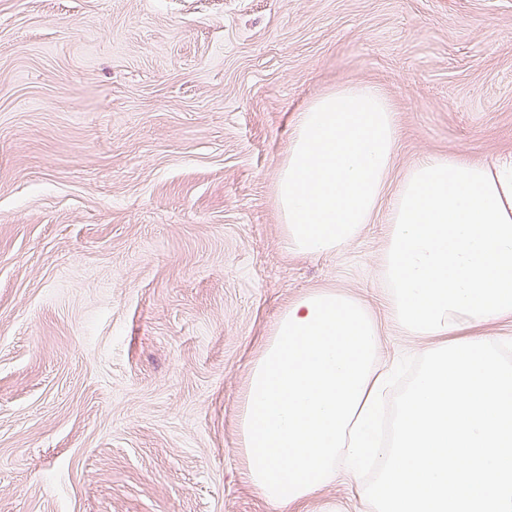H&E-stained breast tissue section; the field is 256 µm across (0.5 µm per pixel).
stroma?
<instances>
[{
  "instance_id": "1",
  "label": "stroma",
  "mask_w": 512,
  "mask_h": 512,
  "mask_svg": "<svg viewBox=\"0 0 512 512\" xmlns=\"http://www.w3.org/2000/svg\"><path fill=\"white\" fill-rule=\"evenodd\" d=\"M375 84L392 176L512 150V0H0V512H282L237 431L292 299L390 317L377 214L289 253L274 199L295 112ZM318 293L322 294V295L323 294H328V295L329 294H338V295L349 296V297H345V298H348V300H349V298H352V300H354V301L357 299V298H355L354 296H352L351 294H349L348 292H346V291H344L342 289L335 288V287H324V288L313 289V290H311V291H309L307 293H304V294H302V295L292 299L290 302H288V305L284 308V310L280 314L279 318L277 319V321L275 322V324L272 326L271 330L269 331V333L267 335V338L265 339V341L263 343L261 351H260L258 357L256 358V360L254 361V363H253V365L251 367L250 375H249L247 384H246V386L244 388L243 395H242L241 407H240V412H239L237 424H238V431H239V435H240V444H241V448L243 450L244 460L246 462L247 474H248L249 481L252 484V486L254 487L255 491L262 498H264L268 502H270L271 499L269 500L268 497H265L266 495H263V493H266V491L264 492V490L261 489V487H258L257 485H259V484L257 482H254L255 481L253 479L254 476L253 477L251 476V472L249 470V464L250 463L248 462V454L246 452V448H245L246 444H245L244 436H243V423L245 422L244 420H245V415H246V411H247V401L249 399L250 389H252L251 388V385H252V381L251 380L253 378L256 366L258 365L259 359L262 358V356L265 355V353H267L268 350H270V348H271L270 345H273L274 339H275V337H276V335H277V333L279 331V327L281 325L280 323H282L281 322L282 319L285 318V316L289 313V311L292 312V309L295 308V306L299 302H301L305 298H309L310 296L312 297L314 294L318 295ZM289 315H290V313H289ZM255 484H257V485H255Z\"/></svg>"
}]
</instances>
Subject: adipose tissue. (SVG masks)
Listing matches in <instances>:
<instances>
[{
	"mask_svg": "<svg viewBox=\"0 0 512 512\" xmlns=\"http://www.w3.org/2000/svg\"><path fill=\"white\" fill-rule=\"evenodd\" d=\"M396 114L385 93L351 84L296 112L276 199L289 252L336 253L379 209L378 272L392 316L430 348L488 337L512 320V152L484 162L433 154L389 175Z\"/></svg>",
	"mask_w": 512,
	"mask_h": 512,
	"instance_id": "adipose-tissue-1",
	"label": "adipose tissue"
}]
</instances>
